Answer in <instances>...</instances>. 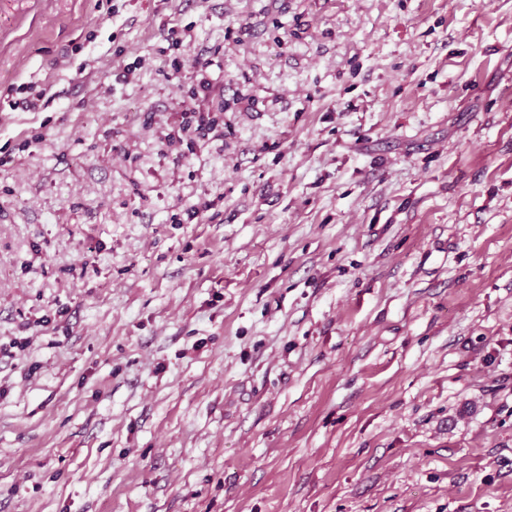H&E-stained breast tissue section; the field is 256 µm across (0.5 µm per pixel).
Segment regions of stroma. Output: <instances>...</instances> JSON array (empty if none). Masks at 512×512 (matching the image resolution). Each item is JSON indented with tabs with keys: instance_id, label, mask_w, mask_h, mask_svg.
<instances>
[{
	"instance_id": "1",
	"label": "stroma",
	"mask_w": 512,
	"mask_h": 512,
	"mask_svg": "<svg viewBox=\"0 0 512 512\" xmlns=\"http://www.w3.org/2000/svg\"><path fill=\"white\" fill-rule=\"evenodd\" d=\"M0 512H512V0H0Z\"/></svg>"
}]
</instances>
